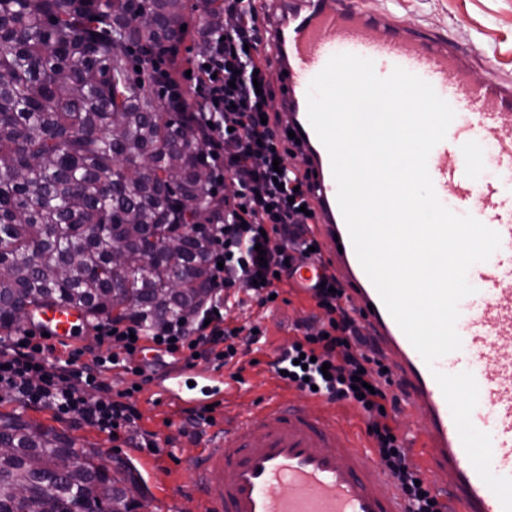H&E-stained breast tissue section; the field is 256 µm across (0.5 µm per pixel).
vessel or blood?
<instances>
[{
  "instance_id": "vessel-or-blood-1",
  "label": "vessel or blood",
  "mask_w": 512,
  "mask_h": 512,
  "mask_svg": "<svg viewBox=\"0 0 512 512\" xmlns=\"http://www.w3.org/2000/svg\"><path fill=\"white\" fill-rule=\"evenodd\" d=\"M277 33L272 55L286 93L281 119L300 140L314 171L319 234L332 263L298 264L293 287L313 293L328 271L350 288L358 318L368 326L382 356L408 382L407 405L421 414L424 435L406 432L404 447L421 446L436 495L460 502L464 512H502L497 497L470 463L447 402L418 352L384 307L363 271L337 204V184L328 153L307 118L310 81L330 57L350 53L374 63L378 76L400 67L430 83L455 112L444 141L428 158L440 201L497 231L502 243L488 261L474 264L467 279L473 294L459 304L460 350L436 363L448 374L471 372L479 386L472 413L476 428L492 440V470L512 476V78L472 75L470 56L445 37L400 24L385 9L361 0H273ZM495 171L480 175L485 155ZM30 327L62 344L77 341L83 314L68 307L40 308ZM208 370L166 376L160 395L181 406H197L220 394ZM200 512H410L403 493L387 475L370 443L337 427L323 393L307 403L269 402L240 418L236 427L210 435L189 465Z\"/></svg>"
}]
</instances>
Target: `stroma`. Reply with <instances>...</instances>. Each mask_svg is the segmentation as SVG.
<instances>
[{"label":"stroma","instance_id":"obj_1","mask_svg":"<svg viewBox=\"0 0 512 512\" xmlns=\"http://www.w3.org/2000/svg\"><path fill=\"white\" fill-rule=\"evenodd\" d=\"M369 7L389 10L405 24H416L439 35L458 39L470 54L476 76L493 67L512 77V0H367ZM277 301L265 307L252 299L231 308L224 316L232 326L259 327L263 338L257 349L239 351L237 365L225 367V374L241 373L244 390L225 393L214 412L213 425L202 428L199 437L180 431L185 416L178 407L163 403L154 381L167 370V363L149 367L150 383L134 396L139 417L128 436L111 435L89 426H79L46 406H29L9 394L0 395V413H23L41 424L74 438L78 448H92L99 454L128 461L144 489L151 512H197L190 493L189 462L199 454L205 437L212 431L231 427L235 420L259 404L276 398H298V391L276 375L269 366L272 354L288 349L299 334V325L312 323L320 311L310 295L280 284ZM154 435L158 450L140 447L141 434Z\"/></svg>","mask_w":512,"mask_h":512}]
</instances>
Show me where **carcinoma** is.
<instances>
[{
  "label": "carcinoma",
  "instance_id": "cac0c4a2",
  "mask_svg": "<svg viewBox=\"0 0 512 512\" xmlns=\"http://www.w3.org/2000/svg\"><path fill=\"white\" fill-rule=\"evenodd\" d=\"M199 12L197 55L224 33V0H0V331L25 308L63 306L87 322L156 326L211 294L212 239L191 220H224L189 91L175 77ZM116 252L125 254L121 265ZM0 512H41L56 460L58 512H128L118 462L22 414H0Z\"/></svg>",
  "mask_w": 512,
  "mask_h": 512
}]
</instances>
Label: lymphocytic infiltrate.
I'll list each match as a JSON object with an SVG mask.
<instances>
[{"label": "lymphocytic infiltrate", "instance_id": "1", "mask_svg": "<svg viewBox=\"0 0 512 512\" xmlns=\"http://www.w3.org/2000/svg\"><path fill=\"white\" fill-rule=\"evenodd\" d=\"M257 0H224V36L215 40L196 80V118L206 129V160L216 187L232 180L235 189L224 197V220L208 225L213 246L212 294L187 317L148 327L134 319L95 326L99 349L90 360L81 351L65 363L46 359L52 346L29 329L0 349V390L29 405L53 408L78 425L119 437L139 417L133 390L113 394L104 374L115 367L132 368L136 355L166 353L186 363L203 358L225 366L237 355L238 344L253 345L260 334L224 323V309L240 293L267 306L292 264L311 258L317 240L311 231L315 215L312 185L296 165L301 149L287 138L260 48L270 42ZM345 292L328 277L313 299L322 312V329L304 333L283 353L288 378L295 383L316 380L325 394L348 400L366 414V433L384 469L411 503L413 512H446V506L408 460L393 422L400 397L383 360L369 356L368 339L343 304ZM308 357L299 366V357ZM371 385L358 395L354 381Z\"/></svg>", "mask_w": 512, "mask_h": 512}]
</instances>
